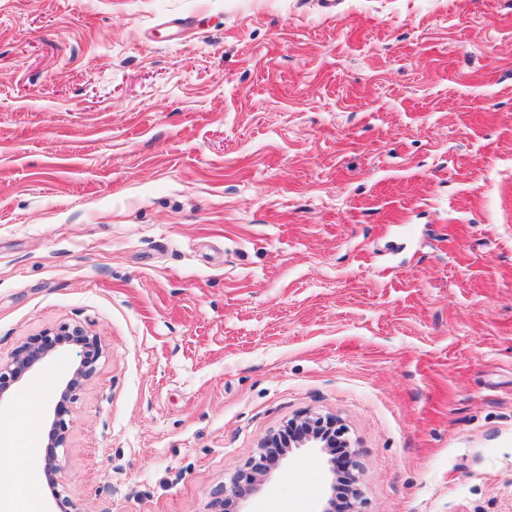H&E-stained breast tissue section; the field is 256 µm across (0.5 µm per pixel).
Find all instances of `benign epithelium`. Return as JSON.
I'll list each match as a JSON object with an SVG mask.
<instances>
[{"instance_id":"obj_1","label":"benign epithelium","mask_w":512,"mask_h":512,"mask_svg":"<svg viewBox=\"0 0 512 512\" xmlns=\"http://www.w3.org/2000/svg\"><path fill=\"white\" fill-rule=\"evenodd\" d=\"M65 342H75L86 349L98 350L96 338L89 336L79 326L71 327L63 324L54 331H48L32 338L31 341L20 347L10 364L0 365V393L7 390L24 371L32 368L49 351ZM75 385L76 380H71L55 405V419L49 434L50 443L48 447L50 448H58L65 443L66 422L64 416L67 413L69 394ZM333 430L334 420L322 417L306 419L289 427L291 434L297 435L308 442H321L325 448L336 447V435L333 434ZM263 472H265V468L260 465V462L256 460L250 462L248 471L238 473L232 479L230 489L223 490L225 500L219 501V505L222 506L226 501L239 498L255 490Z\"/></svg>"}]
</instances>
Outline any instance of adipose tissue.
Returning <instances> with one entry per match:
<instances>
[{
    "label": "adipose tissue",
    "instance_id": "obj_1",
    "mask_svg": "<svg viewBox=\"0 0 512 512\" xmlns=\"http://www.w3.org/2000/svg\"><path fill=\"white\" fill-rule=\"evenodd\" d=\"M37 401V392H30L21 401L19 416L0 423V512H39L37 487L23 467L24 457L34 442L31 423Z\"/></svg>",
    "mask_w": 512,
    "mask_h": 512
}]
</instances>
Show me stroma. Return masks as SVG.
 Returning a JSON list of instances; mask_svg holds the SVG:
<instances>
[{
    "instance_id": "obj_1",
    "label": "stroma",
    "mask_w": 512,
    "mask_h": 512,
    "mask_svg": "<svg viewBox=\"0 0 512 512\" xmlns=\"http://www.w3.org/2000/svg\"><path fill=\"white\" fill-rule=\"evenodd\" d=\"M44 512H512V0H0V363L61 324ZM354 479L355 495L340 496ZM76 385V379H72L61 393L60 400L54 408L55 419L52 423V429L49 434L50 443L48 448H58L65 443L66 422L64 416L67 413V402L70 399L69 394ZM292 422L289 427L291 435H298L300 438L310 442H322V448H336V435L332 434L334 427V420L331 418L317 417L315 419H305L300 424ZM328 430V431H327ZM341 445V442L338 441ZM336 453L340 457L345 454L344 448H336ZM265 472V468L260 465L259 461H251L249 463L248 471L238 473L230 483V496L226 486L222 490L225 496V504H227L232 498H240L247 493L252 492L258 486L260 482L259 477Z\"/></svg>"
}]
</instances>
